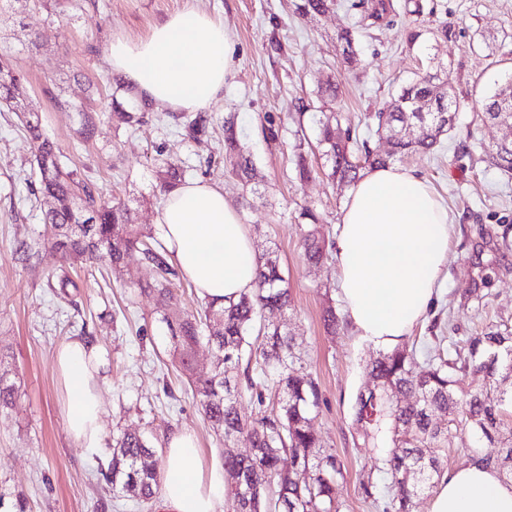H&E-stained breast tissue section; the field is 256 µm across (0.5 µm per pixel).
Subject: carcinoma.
<instances>
[{"instance_id": "obj_1", "label": "carcinoma", "mask_w": 512, "mask_h": 512, "mask_svg": "<svg viewBox=\"0 0 512 512\" xmlns=\"http://www.w3.org/2000/svg\"><path fill=\"white\" fill-rule=\"evenodd\" d=\"M336 6V0H304L306 14L321 15ZM367 17L380 19L387 12L385 0H359ZM24 75L0 55V105L17 114L33 145L32 163L40 193L56 206L44 211L43 224L52 246L67 262L93 260L100 251L112 266L125 264L136 253L147 265L153 281L148 290L170 304L163 320L171 331L175 361L199 399L203 417L224 436V447L246 436L251 452L245 456L224 452L225 500L230 512H344L336 496L344 478L336 454L322 449L313 421L321 401L319 385L297 368L295 338L284 323L265 320V312L286 311L291 306L285 278L272 253L259 255L253 290L223 307L200 303L193 311L181 309L173 294L172 279L178 277L167 248L154 245L134 224L131 208L121 201L97 202L93 190L77 173L62 167L54 144L44 136L38 111L29 101ZM446 80L433 76L404 88L377 116L378 130L408 122H427L426 130L412 138L388 140L389 156L431 150L451 129L456 102L447 95ZM426 99L432 111H414V103ZM484 118L512 121V86L497 90L485 105ZM318 146L329 166V176L354 183L363 168L383 167L387 159L354 157L339 125H321ZM224 151L232 173L246 182L253 163L243 153L234 123L224 122ZM488 163L506 175L512 174V140L488 150ZM309 220L303 235L304 258L311 266L328 259L325 242L317 236L318 217L303 212ZM206 338L223 358L213 373L197 377L192 354ZM438 354L419 361L404 348L382 351L369 365L371 384L360 391L355 423L363 445L374 449L372 469L360 480L367 498L377 494L374 472L390 477L385 512H411L414 500L433 488L443 474L439 449L448 444L451 425L464 421L477 441L498 444L500 454L486 456L471 449V463L497 468L512 480V424L507 422L512 393L501 381L512 377V328L491 325L464 344L443 348L446 337L437 336ZM484 375L483 386L458 392L461 377ZM276 405L266 406L269 395ZM249 396L258 411L240 413V398ZM112 490L148 503L160 492L162 464L146 437L123 431L112 438V458L100 471Z\"/></svg>"}]
</instances>
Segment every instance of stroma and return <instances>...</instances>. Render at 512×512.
<instances>
[{
	"label": "stroma",
	"instance_id": "35a3bbf8",
	"mask_svg": "<svg viewBox=\"0 0 512 512\" xmlns=\"http://www.w3.org/2000/svg\"><path fill=\"white\" fill-rule=\"evenodd\" d=\"M354 2L336 0L332 11L313 17L303 15L302 0H49L47 8L0 22L8 35L0 52L26 77L63 164L99 199L127 203L153 234L162 232L160 170L179 169L185 181L223 188L257 251H273L288 281L291 308L270 318L286 322L300 366L319 384L314 428L343 467L336 492L348 512H384L387 493L372 501L360 489L371 453L354 423L356 396L377 349L356 339L348 321L326 332L325 308L342 304L336 263L312 268L302 255V208L320 216V231L333 242L350 189L321 173L300 180L296 147L316 137L325 81L338 87L336 110L353 141L381 154L387 142L372 124L374 113L416 76H447L460 103L452 130L432 152L397 161L434 187L454 220L445 283L405 345L426 355L436 323L453 325L461 342L491 324L512 326V176L484 162V147L502 131L480 119L498 84L512 78V0H392L389 15L365 26ZM190 4L221 19L236 41L233 73L204 110L206 130L189 137L182 113L155 104L142 105L138 124L110 121L111 112L135 101L126 89L110 94L118 80L107 57L112 38L144 36ZM443 26L448 36L439 35ZM344 30L357 49L352 63L338 40ZM88 118L97 130L86 141L79 130ZM228 118L254 163L248 187L225 163ZM31 159L17 116L0 112V374L20 390L0 415V507L11 512L21 499L26 512H161L159 502L137 504L101 479L113 434L187 430L217 460L224 441L173 366L165 306L139 289L146 267L134 258L116 273L105 256L69 266L44 243ZM74 339L97 350L105 377L97 448L68 438L60 410L54 359Z\"/></svg>",
	"mask_w": 512,
	"mask_h": 512
}]
</instances>
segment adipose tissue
I'll list each match as a JSON object with an SVG mask.
<instances>
[{
    "instance_id": "1",
    "label": "adipose tissue",
    "mask_w": 512,
    "mask_h": 512,
    "mask_svg": "<svg viewBox=\"0 0 512 512\" xmlns=\"http://www.w3.org/2000/svg\"><path fill=\"white\" fill-rule=\"evenodd\" d=\"M235 40L223 21L191 6L142 37L113 38L108 60L140 99L174 111L214 103L234 67ZM159 221L169 250L199 296L222 306L254 287L257 253L239 211L211 183L181 186ZM454 225L432 188L412 172L374 167L352 187L334 242L339 293L354 335L382 349L402 344L443 283ZM68 437L102 440L103 390L93 347L73 340L57 353ZM165 512H224V467L206 461L195 436L172 434L163 451ZM428 512H512V484L476 464L444 473Z\"/></svg>"
}]
</instances>
